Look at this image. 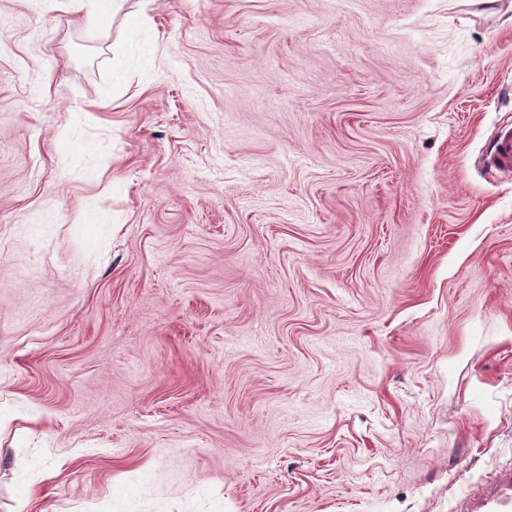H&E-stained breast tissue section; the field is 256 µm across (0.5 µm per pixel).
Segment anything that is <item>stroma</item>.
Returning a JSON list of instances; mask_svg holds the SVG:
<instances>
[{"label": "stroma", "mask_w": 512, "mask_h": 512, "mask_svg": "<svg viewBox=\"0 0 512 512\" xmlns=\"http://www.w3.org/2000/svg\"><path fill=\"white\" fill-rule=\"evenodd\" d=\"M503 124L512 0H0V512H487ZM123 0H51L56 6L62 9L74 11L84 10L86 14L95 18L102 15H112L113 11L119 8V2ZM492 139L486 154L487 167L501 176L512 177V127H498Z\"/></svg>", "instance_id": "stroma-1"}]
</instances>
